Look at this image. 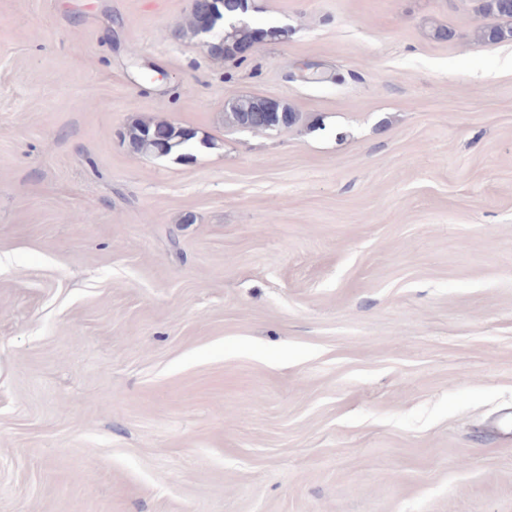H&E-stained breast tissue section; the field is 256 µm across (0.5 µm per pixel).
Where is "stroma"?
Returning a JSON list of instances; mask_svg holds the SVG:
<instances>
[{
    "label": "stroma",
    "instance_id": "stroma-1",
    "mask_svg": "<svg viewBox=\"0 0 512 512\" xmlns=\"http://www.w3.org/2000/svg\"><path fill=\"white\" fill-rule=\"evenodd\" d=\"M477 6L252 0L288 33L228 60L191 0H0V512H512V42ZM151 117L190 158L130 150ZM260 98L244 97L229 101L225 105V120L242 130L252 132H267L295 125L299 119L297 112H292L288 106L280 110L276 100L265 99L270 112H258Z\"/></svg>",
    "mask_w": 512,
    "mask_h": 512
}]
</instances>
